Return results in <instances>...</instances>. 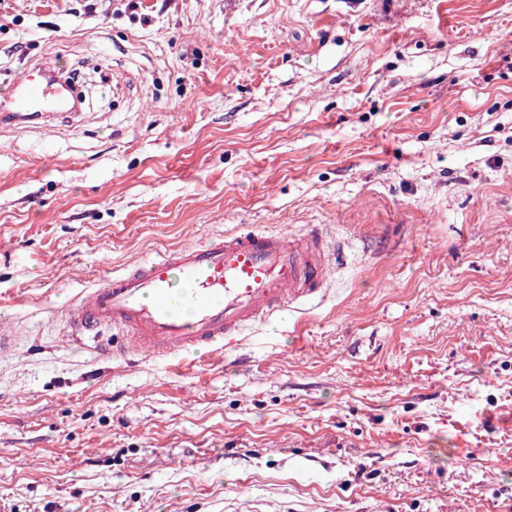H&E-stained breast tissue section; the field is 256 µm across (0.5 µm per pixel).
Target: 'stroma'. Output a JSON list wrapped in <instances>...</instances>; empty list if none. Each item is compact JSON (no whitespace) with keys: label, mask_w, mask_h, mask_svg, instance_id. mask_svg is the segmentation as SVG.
Instances as JSON below:
<instances>
[{"label":"stroma","mask_w":512,"mask_h":512,"mask_svg":"<svg viewBox=\"0 0 512 512\" xmlns=\"http://www.w3.org/2000/svg\"><path fill=\"white\" fill-rule=\"evenodd\" d=\"M0 512H512V0H0ZM130 86L113 88V70ZM321 224L324 301L215 354L61 334L95 278ZM66 105L58 83L47 77L38 65L27 67L7 87L1 98V121L9 118L42 119L48 111H59Z\"/></svg>","instance_id":"35a3bbf8"}]
</instances>
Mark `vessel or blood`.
Masks as SVG:
<instances>
[{"label": "vessel or blood", "mask_w": 512, "mask_h": 512, "mask_svg": "<svg viewBox=\"0 0 512 512\" xmlns=\"http://www.w3.org/2000/svg\"><path fill=\"white\" fill-rule=\"evenodd\" d=\"M65 105L57 83L33 66L0 97V114L41 119ZM338 257L319 225L288 236L256 225L217 234L95 279L87 296L75 298L64 333L112 330L113 356L167 360L213 349L322 300Z\"/></svg>", "instance_id": "b4317fda"}]
</instances>
